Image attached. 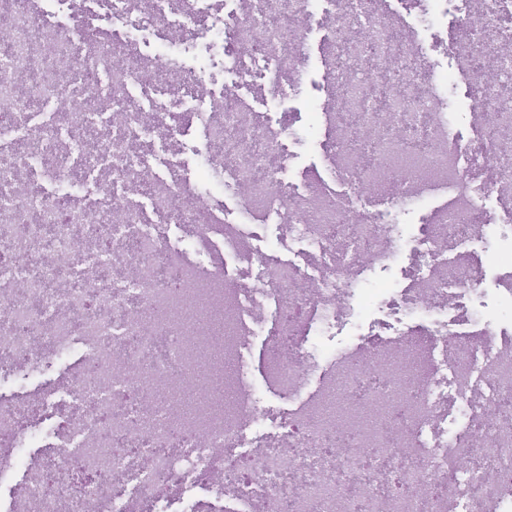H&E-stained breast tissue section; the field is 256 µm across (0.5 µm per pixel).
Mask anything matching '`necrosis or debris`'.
I'll return each mask as SVG.
<instances>
[{"label":"necrosis or debris","mask_w":512,"mask_h":512,"mask_svg":"<svg viewBox=\"0 0 512 512\" xmlns=\"http://www.w3.org/2000/svg\"><path fill=\"white\" fill-rule=\"evenodd\" d=\"M87 2L111 16V30L71 27L72 0H0V385L56 360L78 365L35 399L0 402V477L27 467L24 448L41 441L95 479L72 490L68 469L47 461L0 512H512V417L500 412L512 396V344L498 338L512 327V281L498 285L497 322L475 310L469 338L448 329L461 298L484 295L483 266L512 265V234L483 220L487 200L512 207V148L499 142L512 131L501 93L512 32L478 33V55L455 46L457 70L492 67L470 108L485 138L462 155L441 107L452 73L423 77L417 44L375 0H232L246 20L230 31L220 20L199 26L209 0ZM284 11L356 22V41L326 43L339 61L335 98L313 115L335 133L330 162L351 188L333 204L316 179L284 193L279 131L249 122L237 86H211L222 63L269 59L276 77L295 73L306 33L282 25ZM184 74L199 98L174 91ZM142 79L165 97L150 112L132 92ZM195 124L217 147L200 155L201 173L226 167L241 223H224L211 187L184 189L139 150ZM436 188L449 199L417 237L363 206L381 199L396 216ZM273 216L281 237L306 242L315 272L269 267L257 288L248 224ZM163 223L202 230L175 247L158 237ZM490 237L499 246L476 265L473 245ZM411 247L432 261L406 287L368 280ZM191 250L212 255L213 269L188 261ZM229 258L239 265L232 281L220 269ZM287 291L298 316L269 322ZM189 305L220 310L222 334L183 320ZM389 311L420 328L328 352L307 345L341 316L358 328ZM268 330L282 345L266 382L296 399L272 432L242 353ZM320 356V385L303 394ZM345 373L344 402L328 414ZM187 389L190 414L177 398ZM232 447L258 465L245 480Z\"/></svg>","instance_id":"1"}]
</instances>
